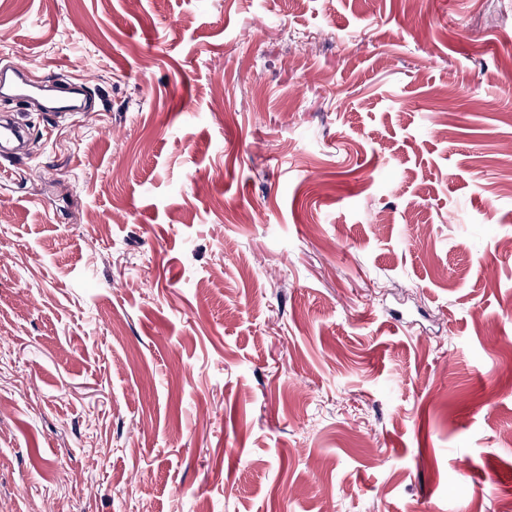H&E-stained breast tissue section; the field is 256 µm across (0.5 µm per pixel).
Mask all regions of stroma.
I'll use <instances>...</instances> for the list:
<instances>
[{
    "mask_svg": "<svg viewBox=\"0 0 512 512\" xmlns=\"http://www.w3.org/2000/svg\"><path fill=\"white\" fill-rule=\"evenodd\" d=\"M19 62L92 107L0 100V512H512V0H0Z\"/></svg>",
    "mask_w": 512,
    "mask_h": 512,
    "instance_id": "obj_1",
    "label": "stroma"
}]
</instances>
